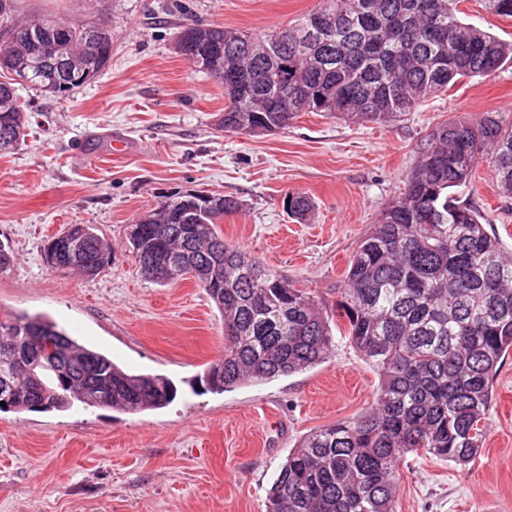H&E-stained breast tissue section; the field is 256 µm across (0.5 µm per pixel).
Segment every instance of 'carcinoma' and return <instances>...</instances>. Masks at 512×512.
<instances>
[{
	"mask_svg": "<svg viewBox=\"0 0 512 512\" xmlns=\"http://www.w3.org/2000/svg\"><path fill=\"white\" fill-rule=\"evenodd\" d=\"M460 0H321L279 31L247 35L184 23L177 35L197 71H223L224 131L273 130L300 112H339L386 122L461 79L512 61V42L463 22ZM0 142L17 148L26 111L15 85L65 97L112 58V29L58 16L17 18L0 0ZM512 197V120L485 112L437 126L403 191L350 259L329 304L293 286L224 240L218 220L240 208L174 194L130 225L136 265L167 286L192 278L224 324V360L201 381L211 392L262 382L324 362L346 336L378 377L360 416L304 436L272 484L266 512H395L400 461L424 452L464 469L485 445L493 381L512 351V257L477 211L449 194L472 180L486 155ZM303 220L307 196H288ZM111 249L89 224H73L45 254L52 267L93 276ZM166 377L134 374L42 316L0 319V411H49L79 402L126 412L160 409L177 396Z\"/></svg>",
	"mask_w": 512,
	"mask_h": 512,
	"instance_id": "obj_1",
	"label": "carcinoma"
}]
</instances>
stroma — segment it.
I'll return each mask as SVG.
<instances>
[{"label":"stroma","instance_id":"1","mask_svg":"<svg viewBox=\"0 0 512 512\" xmlns=\"http://www.w3.org/2000/svg\"><path fill=\"white\" fill-rule=\"evenodd\" d=\"M20 15H67L112 27V60L67 97L23 86L26 137L0 156V315L43 316L133 373L171 379L161 409L127 413L76 405L0 412V512H266L289 451L311 430L360 415L378 380L344 337L310 369L200 392L224 355V328L194 280L159 286L132 259L129 224L166 196L207 190L234 197L225 240L332 302L352 254L377 224L437 125L484 112L512 114V63L385 124L303 112L266 136L221 129L224 90L176 50L186 18L247 32L293 23L320 0H16ZM129 142L112 152L113 136ZM453 188L512 249V198L492 165ZM311 197L306 219L289 195ZM93 224L112 245L84 276L44 260L51 237ZM480 457L461 470L421 453L399 464L396 512H512V354L494 379Z\"/></svg>","mask_w":512,"mask_h":512}]
</instances>
